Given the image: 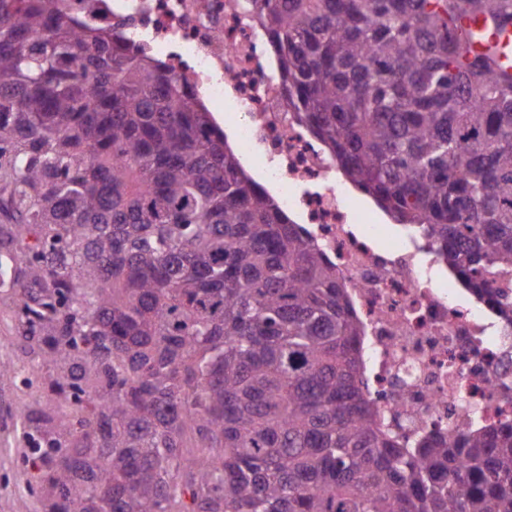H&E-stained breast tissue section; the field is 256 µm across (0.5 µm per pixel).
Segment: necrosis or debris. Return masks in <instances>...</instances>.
Listing matches in <instances>:
<instances>
[{"label": "necrosis or debris", "mask_w": 512, "mask_h": 512, "mask_svg": "<svg viewBox=\"0 0 512 512\" xmlns=\"http://www.w3.org/2000/svg\"><path fill=\"white\" fill-rule=\"evenodd\" d=\"M188 79L253 173L336 264L364 328V390L400 445L512 423V327L469 294L427 239L369 223L323 144L299 124L245 0H69ZM390 236L380 246L381 236Z\"/></svg>", "instance_id": "obj_1"}]
</instances>
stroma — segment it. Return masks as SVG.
I'll use <instances>...</instances> for the list:
<instances>
[{
  "mask_svg": "<svg viewBox=\"0 0 512 512\" xmlns=\"http://www.w3.org/2000/svg\"><path fill=\"white\" fill-rule=\"evenodd\" d=\"M18 306L15 289L0 283V362L16 371L0 379V512H38L29 488L33 452L22 437L24 417L53 411L56 403L38 381V360L23 337Z\"/></svg>",
  "mask_w": 512,
  "mask_h": 512,
  "instance_id": "stroma-1",
  "label": "stroma"
}]
</instances>
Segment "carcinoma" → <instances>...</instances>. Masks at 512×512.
Masks as SVG:
<instances>
[{
    "label": "carcinoma",
    "mask_w": 512,
    "mask_h": 512,
    "mask_svg": "<svg viewBox=\"0 0 512 512\" xmlns=\"http://www.w3.org/2000/svg\"><path fill=\"white\" fill-rule=\"evenodd\" d=\"M300 125L478 297L512 302V0H247ZM0 277L58 411L41 512H512V427L400 446L323 254L185 78L0 0ZM466 31L475 33V48L481 49L487 43L497 45L499 49V63L512 71V26L498 28L488 25L481 19H464L461 22Z\"/></svg>",
    "instance_id": "1"
}]
</instances>
